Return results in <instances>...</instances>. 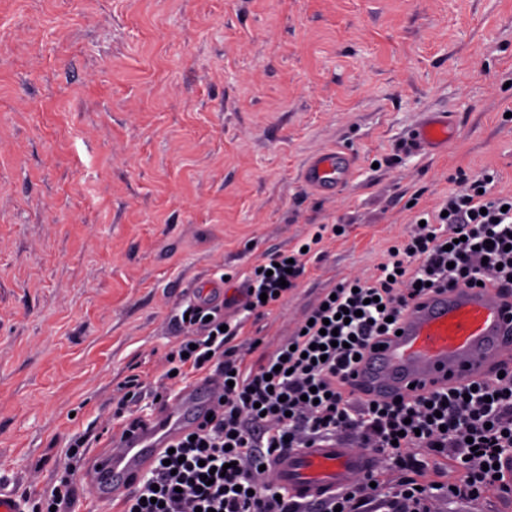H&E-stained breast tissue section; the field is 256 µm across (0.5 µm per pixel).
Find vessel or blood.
Listing matches in <instances>:
<instances>
[{
    "label": "vessel or blood",
    "instance_id": "1",
    "mask_svg": "<svg viewBox=\"0 0 512 512\" xmlns=\"http://www.w3.org/2000/svg\"><path fill=\"white\" fill-rule=\"evenodd\" d=\"M455 137L447 114L421 123L414 141L424 151L444 149ZM349 169L330 152L312 158L304 182L326 194L338 190ZM400 333L371 350L355 369L353 382L369 396L390 399L428 394L467 384L512 356V306L493 286L435 289L404 312ZM224 391L221 379L197 378L175 392L161 409L144 416L142 427L120 435L93 456L85 478L89 495L111 502L131 491L162 448L200 424ZM374 449L360 454L327 443L317 448L284 449L271 457L268 472L299 500L323 497L350 485L369 470Z\"/></svg>",
    "mask_w": 512,
    "mask_h": 512
}]
</instances>
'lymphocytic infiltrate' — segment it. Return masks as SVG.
<instances>
[{
	"instance_id": "obj_1",
	"label": "lymphocytic infiltrate",
	"mask_w": 512,
	"mask_h": 512,
	"mask_svg": "<svg viewBox=\"0 0 512 512\" xmlns=\"http://www.w3.org/2000/svg\"><path fill=\"white\" fill-rule=\"evenodd\" d=\"M493 181L486 173L449 193L418 233L388 248L373 281L323 293L308 313L311 325L258 365L238 359L231 342L249 317L287 301L320 250L323 231L305 250L270 252L251 269L236 323L213 302L189 305L186 332L170 359L174 384L153 393L152 402L163 404L189 375L210 371L226 383L223 401L211 419L174 441V461H155L121 499L120 512H429L436 496L512 494L496 469L512 457V366L470 386L398 402L372 400L348 384L356 357L392 335L406 308L430 289L482 283L512 298V195L494 194ZM345 310L350 320L342 319ZM348 435L402 469L396 485H374L368 474L305 503L277 483L258 485L259 468L275 449ZM410 448L447 460L452 480L419 484L409 472Z\"/></svg>"
}]
</instances>
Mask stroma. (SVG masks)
<instances>
[{"mask_svg": "<svg viewBox=\"0 0 512 512\" xmlns=\"http://www.w3.org/2000/svg\"><path fill=\"white\" fill-rule=\"evenodd\" d=\"M456 137L413 141L432 113ZM343 154L333 195L302 179ZM512 194V0H0V486L76 483L127 377L160 387L193 294L235 303L268 252L322 254L236 340L258 362L324 289L467 179Z\"/></svg>", "mask_w": 512, "mask_h": 512, "instance_id": "1", "label": "stroma"}]
</instances>
